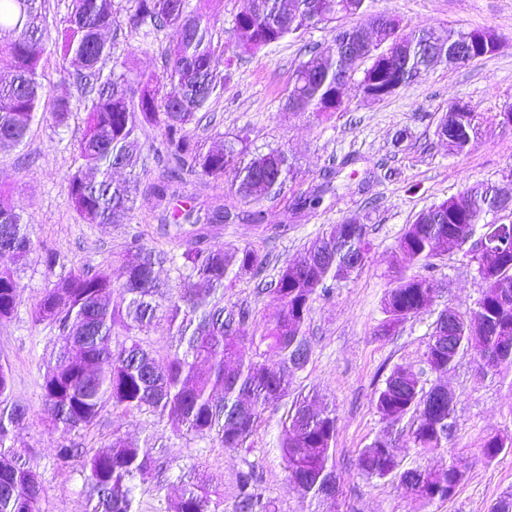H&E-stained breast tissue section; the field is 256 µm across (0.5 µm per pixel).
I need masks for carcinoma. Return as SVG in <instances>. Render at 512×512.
<instances>
[{
    "instance_id": "1",
    "label": "carcinoma",
    "mask_w": 512,
    "mask_h": 512,
    "mask_svg": "<svg viewBox=\"0 0 512 512\" xmlns=\"http://www.w3.org/2000/svg\"><path fill=\"white\" fill-rule=\"evenodd\" d=\"M126 2L129 37L146 38L166 29L176 34L160 70L140 73L131 82L121 72L123 61L113 59L112 67L104 70L105 61L112 59L104 34L113 26L115 0H67L58 38L53 36L57 27L47 20L45 0H0V69L10 74L0 79V152L23 143L41 109V60L54 43L87 114L83 136L74 146L76 167L65 185L80 222L124 223L134 208L140 179L116 182L112 170L133 171L144 162L139 134L152 126L162 137L157 159L163 172L152 185L155 207L161 209L162 221L192 227L177 254L130 242L122 256L123 280L117 284L103 270L73 269L45 289L31 312L34 324L54 333L41 375L43 411L49 426L64 436L92 427L109 406L169 411L178 417L177 430L224 448H241L261 413L290 395L311 353L306 323L312 304L364 264L371 250L368 228L358 216L332 224L309 244L302 262L281 266L270 282L278 307L265 317L260 336L250 332L249 307L224 306V282L260 277L269 254L250 247L203 246L209 225L228 224L230 215L222 204L203 218L191 206L171 205V185L202 179L222 185L230 173V190L258 205L284 191L295 177V164L282 148L250 152L241 136L207 149L191 135L192 124L216 130L220 123L205 111L224 85V52L213 45V24L202 12L188 10L187 0ZM365 14L366 0H251L234 26L238 47L250 52L322 22ZM336 37L358 41L360 54L343 53L335 40L310 48V57L294 71L285 98L287 111L318 117L339 111L341 86L358 72L361 81L389 84V95L396 94L429 69L430 60L419 53L429 39L439 44L449 63L458 47H467L468 64L496 54L500 42L493 28L403 33L396 18L380 25H355ZM70 112L68 99L54 100L51 114L56 124H65ZM482 122L481 113L473 109L451 110L438 124L437 134L448 141V150L461 154ZM506 204L512 206V179L469 186L416 216L398 248L423 272L400 275L387 291L384 328L433 304L438 293L430 274L434 260L467 238L476 246L485 225ZM34 253L51 272L60 264L56 252L35 245L23 208L0 197V321L17 309L18 272ZM471 261L484 288L474 308L448 312L455 323L452 332L444 334L447 341H429L425 364L439 376L464 353L473 354L483 370L512 365V241L502 246L489 269L475 253ZM167 262L179 274L181 288L176 293L158 280L156 268ZM114 290L122 294L115 304L108 301ZM161 315L172 329L162 371L146 340ZM263 345L279 356L277 366L265 363ZM11 380V365L0 362V512H43L41 479L25 467L21 453L6 446L10 433L26 418V407L11 399ZM440 389L439 384L427 388L415 373L396 367L377 389L375 406L391 427L413 418V447L437 452L453 437L454 395ZM314 406L306 396L292 402L282 448L289 476L304 493L334 498L329 485L336 483V418L329 407L316 411ZM481 452L493 460L512 453V446L496 434L484 440ZM357 466L369 476L392 478L404 494L424 506L451 500L464 480L462 467L454 462L439 470L399 469L386 432L360 452ZM159 472L151 449L113 439L87 462V480L97 496L93 512H136L135 481L146 482ZM211 483L205 478L185 484L175 512H223L222 494L210 488ZM236 499L237 512H271L251 470L239 474Z\"/></svg>"
}]
</instances>
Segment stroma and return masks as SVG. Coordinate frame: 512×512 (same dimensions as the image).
<instances>
[{
  "mask_svg": "<svg viewBox=\"0 0 512 512\" xmlns=\"http://www.w3.org/2000/svg\"><path fill=\"white\" fill-rule=\"evenodd\" d=\"M249 4L250 0H189L190 8L210 17L215 45L234 62L223 93L210 100L208 109L220 117L225 139L246 135L254 152L285 148L295 162L297 177L285 192L261 203L264 220L259 226L250 219L255 207L215 183L188 182L175 191L201 209L223 198L225 210L238 219L212 226L207 246L232 244L269 253L264 274L268 280L284 261H300L306 246L329 225L352 215L363 217L367 224L373 249L360 269L314 303L306 326L311 356L293 386L298 394L318 392L321 402L335 411L338 493L332 500L317 499L289 480L280 447L288 410L284 404L262 413L242 449L178 436L170 416L112 408L102 412L95 426L66 438L88 455L115 436L151 447L162 466L160 479L137 485V512H173L184 482L199 476L213 478L224 498V512H235L237 477L248 469L255 472L274 512H489L498 497L512 492V454L491 462L481 455L487 435L512 436V366L486 372L473 356L464 354L447 374L429 375V382H440L456 396L455 435L444 456L418 452L409 439L410 421L398 426L395 454L400 468L436 470L451 461L464 467V481L452 500L422 506L402 495L392 479L359 471L356 459L387 428L373 404L387 374L398 366L422 372L439 314L473 307L483 288L474 264L462 253H448L436 261L440 292L434 304L392 331L382 329L384 293L409 266L397 248L406 225L422 210L469 185L499 183L512 174V128L497 121L499 112L512 107V0H369V14L399 16L410 28L443 32L494 27L503 38L501 48L466 66L436 63L380 102L367 101L358 81H351L341 111L323 119L285 111L284 100L306 47L328 44L337 27L354 26V19L318 24L245 53L237 46L234 19ZM115 27L112 52L128 61L132 73L160 68L161 53L174 38L172 30L158 32L144 44L127 40L123 36L127 14L122 7L115 15ZM59 59L55 48H48L42 59L44 84L48 99L69 98V119L59 127L51 114H43L20 146L0 152V189L23 206L33 240L56 250L62 264L51 273L34 260L25 266L18 309L13 318L0 321V359L12 367L13 400L28 409L10 444L39 475L45 487L44 512H89L82 463L59 464L56 450L66 438L41 416L39 368L51 342L47 331L33 324L31 310L53 275L67 270L102 268L113 280H120V258L132 237L166 248L165 238L156 232L154 199L148 191L157 173L153 156L161 135L155 128L140 134L147 163L140 174L143 189L127 223H80L65 182L74 168L73 151L84 132L86 111L75 85L65 81ZM457 102L484 116L480 135L459 155L450 153L447 141L436 134L439 121ZM337 163L342 169L332 190L321 191L325 171ZM315 194L322 197L317 206L308 202ZM224 303L249 306L252 328L259 333L277 299L272 292L259 290L257 280L243 277L225 285Z\"/></svg>",
  "mask_w": 512,
  "mask_h": 512,
  "instance_id": "1",
  "label": "stroma"
}]
</instances>
